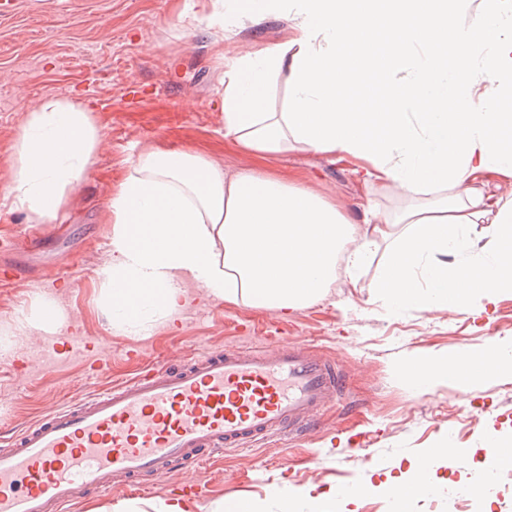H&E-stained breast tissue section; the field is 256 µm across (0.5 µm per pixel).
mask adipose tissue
Masks as SVG:
<instances>
[{"instance_id":"ef3b65f1","label":"adipose tissue","mask_w":512,"mask_h":512,"mask_svg":"<svg viewBox=\"0 0 512 512\" xmlns=\"http://www.w3.org/2000/svg\"><path fill=\"white\" fill-rule=\"evenodd\" d=\"M231 0L207 26L292 14L282 41L224 59V135L257 153L349 156L365 182L390 181L426 203L388 217L365 214L366 233L392 243L374 297L392 309L485 310L512 295V0ZM285 81L272 108L268 91ZM98 129L83 104L56 99L30 112L14 147L12 205L56 219L93 166ZM112 261L101 303L111 325L149 334L190 298L208 295L280 312L323 298L364 264L368 244L335 205L257 175L227 177L186 151H138L108 204ZM482 241L477 263L454 256ZM480 358L512 376V344L480 355L421 353L399 369L430 388Z\"/></svg>"}]
</instances>
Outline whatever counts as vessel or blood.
Wrapping results in <instances>:
<instances>
[{
    "mask_svg": "<svg viewBox=\"0 0 512 512\" xmlns=\"http://www.w3.org/2000/svg\"><path fill=\"white\" fill-rule=\"evenodd\" d=\"M342 388L331 362L288 342L145 366L0 444V512H64L91 487L144 491L139 475L307 430Z\"/></svg>",
    "mask_w": 512,
    "mask_h": 512,
    "instance_id": "obj_1",
    "label": "vessel or blood"
}]
</instances>
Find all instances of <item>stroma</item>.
<instances>
[{
  "mask_svg": "<svg viewBox=\"0 0 512 512\" xmlns=\"http://www.w3.org/2000/svg\"><path fill=\"white\" fill-rule=\"evenodd\" d=\"M0 12V197L12 180L14 145L29 112L47 99L69 98L90 109L99 130L96 162L69 194L57 219L38 221L0 205V265L22 276L0 282V432L18 430L66 400L136 373L143 363L178 360L201 346H245L257 340L294 341L330 360L346 375L342 394L300 435L271 438L246 451H225L207 469L180 466L157 479L145 500L168 498L171 481L193 480L206 512L226 492L273 512L269 490L289 494L360 488L344 512H388L386 473L409 470L442 440L464 449L468 464L441 468L429 483L452 477L457 485L483 483V448L489 431L512 433V376L451 381L419 389L399 374L409 357L479 351L488 339L512 337V296L477 314L438 306L393 312L371 299L389 251L372 246L356 280L341 278L317 303L289 313L214 299L195 284L174 321L150 335L111 327L98 305L102 269L112 261L108 203L124 180L136 149H177L206 157L225 175L254 173L314 192L365 229L367 208L391 214L410 205L394 187L367 184L349 161L290 150L256 154L224 136L217 108L223 72L232 57L282 39L287 19L248 22L219 34L193 29L186 11L210 14L214 0H15ZM62 313L55 332L38 328L42 301ZM67 336L92 340L105 364L89 378V356L63 345Z\"/></svg>",
  "mask_w": 512,
  "mask_h": 512,
  "instance_id": "1",
  "label": "stroma"
}]
</instances>
